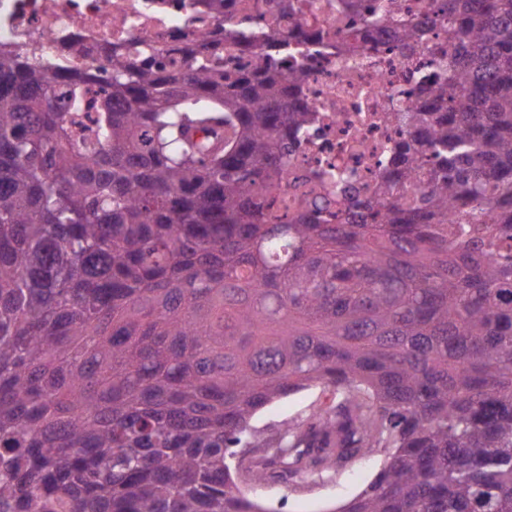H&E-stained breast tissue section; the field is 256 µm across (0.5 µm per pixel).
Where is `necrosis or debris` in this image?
<instances>
[{"label": "necrosis or debris", "mask_w": 512, "mask_h": 512, "mask_svg": "<svg viewBox=\"0 0 512 512\" xmlns=\"http://www.w3.org/2000/svg\"><path fill=\"white\" fill-rule=\"evenodd\" d=\"M314 44L280 50L287 34V14L270 9L268 0H230L225 15L206 13L199 0H0V47L49 50L69 41L78 64L106 65L113 46L131 59L153 47L157 63L180 65L178 47L187 21L206 28L225 69L249 66L254 55L277 58L281 67L298 66L302 82L299 104L311 114L306 139L289 144L287 167L271 206L280 222L293 221L295 205L305 195L335 192L334 174L346 175V199L337 205L348 215L349 202L374 200L393 164L392 151L409 139L396 122V111L428 100V83L444 78L426 49L394 40L388 18L373 26L344 12L343 0H296ZM251 19L266 31L255 52H240L228 35L234 24Z\"/></svg>", "instance_id": "4bbe7bcc"}]
</instances>
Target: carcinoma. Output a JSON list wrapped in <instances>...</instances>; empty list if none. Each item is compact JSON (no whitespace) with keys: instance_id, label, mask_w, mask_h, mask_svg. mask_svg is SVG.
Instances as JSON below:
<instances>
[{"instance_id":"obj_1","label":"carcinoma","mask_w":512,"mask_h":512,"mask_svg":"<svg viewBox=\"0 0 512 512\" xmlns=\"http://www.w3.org/2000/svg\"><path fill=\"white\" fill-rule=\"evenodd\" d=\"M436 26L451 75L395 113L433 166L346 224L257 201L311 120L296 68L232 78L205 29L172 69L0 48V512H268L230 457L314 384L333 403L251 481L379 454L338 512H512V0H435L396 37Z\"/></svg>"}]
</instances>
